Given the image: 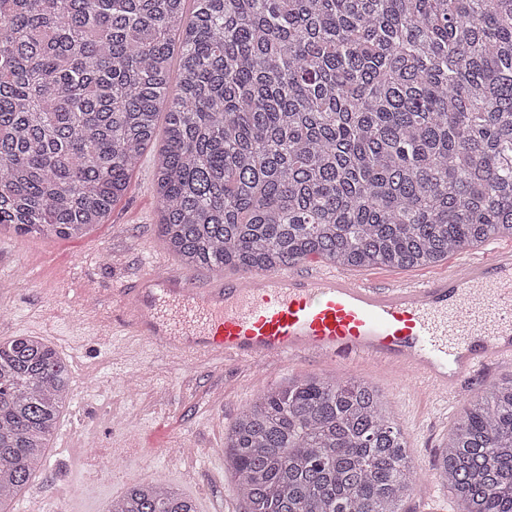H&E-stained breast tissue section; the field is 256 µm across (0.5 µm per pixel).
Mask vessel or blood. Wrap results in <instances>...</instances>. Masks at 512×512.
<instances>
[{
  "mask_svg": "<svg viewBox=\"0 0 512 512\" xmlns=\"http://www.w3.org/2000/svg\"><path fill=\"white\" fill-rule=\"evenodd\" d=\"M120 296L126 329L170 358H366L446 397L481 363L512 360V250L399 286L325 269L203 281L166 269L138 274Z\"/></svg>",
  "mask_w": 512,
  "mask_h": 512,
  "instance_id": "1",
  "label": "vessel or blood"
}]
</instances>
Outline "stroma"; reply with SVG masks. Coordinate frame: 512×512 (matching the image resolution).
I'll return each mask as SVG.
<instances>
[{
	"instance_id": "obj_1",
	"label": "stroma",
	"mask_w": 512,
	"mask_h": 512,
	"mask_svg": "<svg viewBox=\"0 0 512 512\" xmlns=\"http://www.w3.org/2000/svg\"><path fill=\"white\" fill-rule=\"evenodd\" d=\"M157 146L145 151L124 196L105 223L79 238L0 233V339L39 336L67 354L72 392L53 435L45 467L22 500L41 498L45 512H106L139 481H163L197 512H244L232 472L224 468V434L268 387L300 374L337 380L362 377L387 397L420 480L404 512H458L435 478L440 451L464 404L512 379V362L491 359L452 399L423 380L370 359L322 362L306 357L277 364L181 361L124 330L112 298L138 272L170 254L157 224ZM121 454L98 469L109 449Z\"/></svg>"
}]
</instances>
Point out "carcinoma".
I'll return each mask as SVG.
<instances>
[{
	"label": "carcinoma",
	"instance_id": "1",
	"mask_svg": "<svg viewBox=\"0 0 512 512\" xmlns=\"http://www.w3.org/2000/svg\"><path fill=\"white\" fill-rule=\"evenodd\" d=\"M0 0V229L80 237L153 141L181 262L428 267L512 238V0ZM179 49V91L170 62ZM69 368L0 340V512L46 461ZM246 512H403L412 451L371 383L305 374L224 436ZM512 512V379L463 407L436 468ZM108 512H197L131 486Z\"/></svg>",
	"mask_w": 512,
	"mask_h": 512
}]
</instances>
